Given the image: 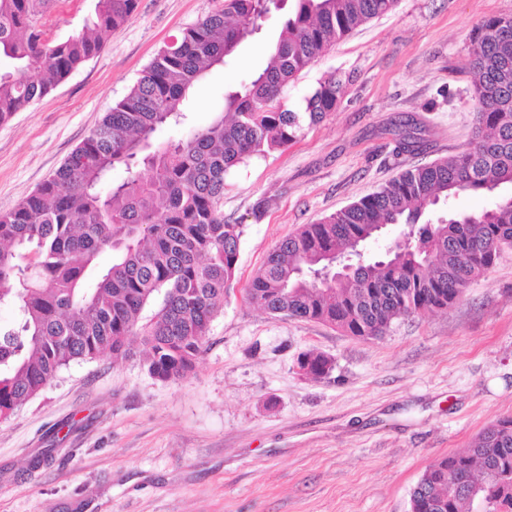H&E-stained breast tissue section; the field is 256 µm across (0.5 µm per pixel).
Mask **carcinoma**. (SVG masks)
<instances>
[{
	"label": "carcinoma",
	"mask_w": 512,
	"mask_h": 512,
	"mask_svg": "<svg viewBox=\"0 0 512 512\" xmlns=\"http://www.w3.org/2000/svg\"><path fill=\"white\" fill-rule=\"evenodd\" d=\"M139 0H95L81 31L49 40L38 20L45 0H0V124L34 105L97 54ZM396 0H222L161 47L129 93L106 113L36 191L0 213V420L36 397L76 360L125 358L132 337L148 374L186 377L232 285L243 225L224 222L218 203L227 170L295 140L336 110L343 80L331 74L286 107L282 92L354 28ZM288 8L267 66L224 91L205 126L159 141L187 120L207 72L226 64L262 29L270 6ZM471 106L476 131L458 154L407 169L378 192L303 225L268 256L247 288L271 314L319 321L378 338L394 321L458 300L512 246V16L476 27ZM122 169L120 179L112 172ZM497 196L479 213L442 210L465 195ZM109 266H98L102 253ZM363 261L330 273V256ZM159 301L152 318L142 311ZM321 378L331 361L301 355ZM489 472L478 485L471 472ZM512 512V418L482 431L461 453L428 467L411 512Z\"/></svg>",
	"instance_id": "obj_1"
}]
</instances>
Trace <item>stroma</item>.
I'll return each mask as SVG.
<instances>
[{
  "instance_id": "obj_1",
  "label": "stroma",
  "mask_w": 512,
  "mask_h": 512,
  "mask_svg": "<svg viewBox=\"0 0 512 512\" xmlns=\"http://www.w3.org/2000/svg\"><path fill=\"white\" fill-rule=\"evenodd\" d=\"M218 4L140 0L97 56L0 125V212L63 163L170 36ZM90 5L50 0L47 35L78 31ZM495 15L512 16V0H398L286 87L299 112L327 75L345 83L322 122L225 174L221 210L243 235L194 369L172 382L151 377L138 353L70 362L0 420V512H410L426 468L512 417V247L455 304L398 320L380 338L274 316L245 296L302 225L467 147L472 40ZM284 17L272 11L208 74L191 125H206L226 87L267 65ZM406 136L414 150L400 149ZM309 350L332 361L321 379L299 369Z\"/></svg>"
}]
</instances>
